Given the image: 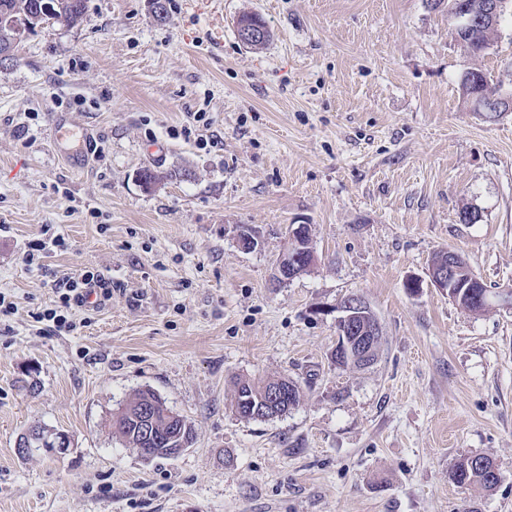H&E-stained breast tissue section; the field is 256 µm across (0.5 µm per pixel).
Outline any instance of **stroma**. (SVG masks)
Instances as JSON below:
<instances>
[{"label":"stroma","mask_w":512,"mask_h":512,"mask_svg":"<svg viewBox=\"0 0 512 512\" xmlns=\"http://www.w3.org/2000/svg\"><path fill=\"white\" fill-rule=\"evenodd\" d=\"M166 5L160 22L152 0H89L0 64V512H512V305L470 312L429 277L451 250L512 291V112L461 92L472 67L512 93V0L470 58L428 0ZM244 13L265 46L239 42ZM59 113L95 136L81 171L49 138ZM146 168L165 175L150 190ZM303 222L315 262L276 283ZM47 231L64 248L27 270ZM85 269L112 290L101 309L36 322ZM351 295L382 330L367 368L331 359ZM279 377L298 406L234 413L236 379ZM147 389L194 430L178 456L112 432ZM34 427L67 452L18 453ZM467 454L495 460L494 490L449 480Z\"/></svg>","instance_id":"1"}]
</instances>
